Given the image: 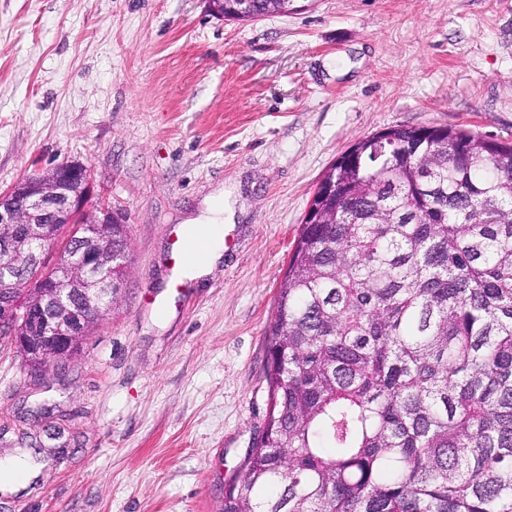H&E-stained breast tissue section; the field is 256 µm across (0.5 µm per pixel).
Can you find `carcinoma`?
Segmentation results:
<instances>
[{
    "instance_id": "carcinoma-1",
    "label": "carcinoma",
    "mask_w": 512,
    "mask_h": 512,
    "mask_svg": "<svg viewBox=\"0 0 512 512\" xmlns=\"http://www.w3.org/2000/svg\"><path fill=\"white\" fill-rule=\"evenodd\" d=\"M423 131L329 168L344 216L300 229L224 512H512V145Z\"/></svg>"
}]
</instances>
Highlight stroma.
<instances>
[{
    "label": "stroma",
    "instance_id": "stroma-1",
    "mask_svg": "<svg viewBox=\"0 0 512 512\" xmlns=\"http://www.w3.org/2000/svg\"><path fill=\"white\" fill-rule=\"evenodd\" d=\"M0 0V191L89 166L129 226L118 300L68 373L0 341V459L52 449L0 512H222L268 411V330L327 168L397 125L512 144V0ZM223 195L224 256L183 292L176 241Z\"/></svg>",
    "mask_w": 512,
    "mask_h": 512
}]
</instances>
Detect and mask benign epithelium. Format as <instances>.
<instances>
[{
    "label": "benign epithelium",
    "mask_w": 512,
    "mask_h": 512,
    "mask_svg": "<svg viewBox=\"0 0 512 512\" xmlns=\"http://www.w3.org/2000/svg\"><path fill=\"white\" fill-rule=\"evenodd\" d=\"M91 187L90 168L65 161L0 193V226L23 227L27 244L23 253L16 233H0V335L30 364L38 337L48 352L42 369L73 360L90 322L116 301L113 270L129 266L128 256L112 251V225L123 219L109 208L86 213ZM326 195L342 196L332 178L319 182L303 223L336 222L338 209L317 204Z\"/></svg>",
    "instance_id": "obj_1"
}]
</instances>
